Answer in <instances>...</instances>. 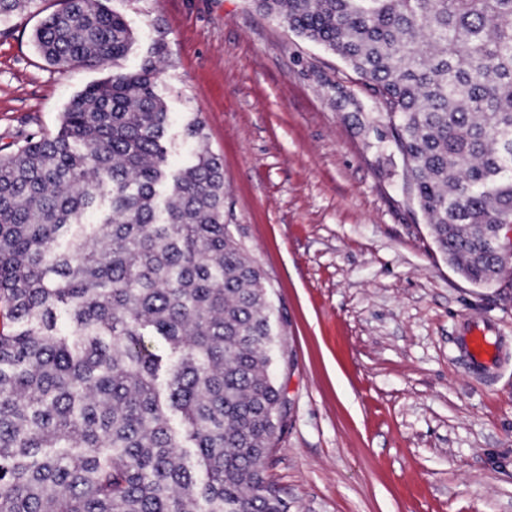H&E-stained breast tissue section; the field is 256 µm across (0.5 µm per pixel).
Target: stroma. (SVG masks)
Listing matches in <instances>:
<instances>
[{
  "label": "stroma",
  "instance_id": "1",
  "mask_svg": "<svg viewBox=\"0 0 512 512\" xmlns=\"http://www.w3.org/2000/svg\"><path fill=\"white\" fill-rule=\"evenodd\" d=\"M135 44L117 66L64 68L33 33L60 0L0 22V151L56 133L66 104L158 37L168 153L193 119L224 166V221L262 270L286 425L266 474L288 512H512V275L489 287L441 255L365 77L254 0H104ZM473 316L506 351L466 373Z\"/></svg>",
  "mask_w": 512,
  "mask_h": 512
}]
</instances>
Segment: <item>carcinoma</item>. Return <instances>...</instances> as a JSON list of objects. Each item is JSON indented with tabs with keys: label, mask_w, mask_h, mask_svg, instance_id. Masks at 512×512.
Wrapping results in <instances>:
<instances>
[{
	"label": "carcinoma",
	"mask_w": 512,
	"mask_h": 512,
	"mask_svg": "<svg viewBox=\"0 0 512 512\" xmlns=\"http://www.w3.org/2000/svg\"><path fill=\"white\" fill-rule=\"evenodd\" d=\"M255 2L372 83L438 249L496 283L512 0ZM62 3L33 36L49 64L128 55L121 14ZM165 52L0 155V512H288L265 474L282 428L267 288L224 223L219 159L201 145L169 167Z\"/></svg>",
	"instance_id": "carcinoma-1"
}]
</instances>
